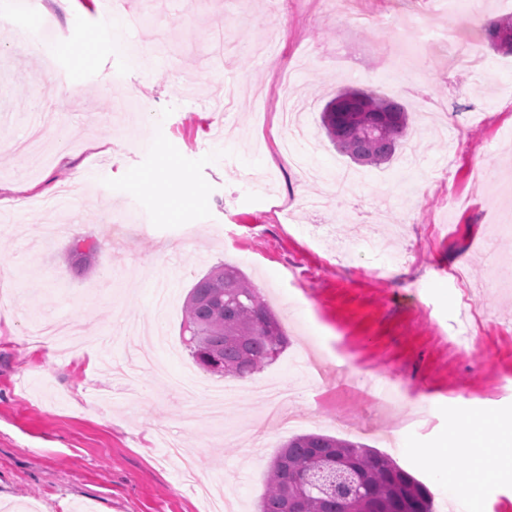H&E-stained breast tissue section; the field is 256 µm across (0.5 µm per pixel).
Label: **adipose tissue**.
I'll return each mask as SVG.
<instances>
[{
  "label": "adipose tissue",
  "mask_w": 512,
  "mask_h": 512,
  "mask_svg": "<svg viewBox=\"0 0 512 512\" xmlns=\"http://www.w3.org/2000/svg\"><path fill=\"white\" fill-rule=\"evenodd\" d=\"M450 447L461 449L472 460L470 470L447 478L448 494L477 501V486L487 463L512 469V420L493 419L478 410H468L449 427Z\"/></svg>",
  "instance_id": "adipose-tissue-1"
}]
</instances>
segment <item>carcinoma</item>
<instances>
[{
  "mask_svg": "<svg viewBox=\"0 0 512 512\" xmlns=\"http://www.w3.org/2000/svg\"><path fill=\"white\" fill-rule=\"evenodd\" d=\"M512 35V16L486 25L490 46ZM321 124L341 153L362 165L393 158L409 134L406 107L373 91L348 88L325 105ZM183 331L196 363L206 372L242 379L274 363L288 337L258 289L234 266L200 278L185 305ZM317 460L337 462L357 482L337 480L325 492L307 493L301 478ZM300 500L301 512H434L431 494L390 456L324 434L297 435L274 456L258 512H287Z\"/></svg>",
  "mask_w": 512,
  "mask_h": 512,
  "instance_id": "carcinoma-1",
  "label": "carcinoma"
}]
</instances>
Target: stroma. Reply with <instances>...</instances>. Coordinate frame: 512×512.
Returning <instances> with one entry per match:
<instances>
[{
  "instance_id": "stroma-1",
  "label": "stroma",
  "mask_w": 512,
  "mask_h": 512,
  "mask_svg": "<svg viewBox=\"0 0 512 512\" xmlns=\"http://www.w3.org/2000/svg\"><path fill=\"white\" fill-rule=\"evenodd\" d=\"M512 14V0H471ZM158 22L121 26L78 62V33L98 0L58 7L41 24L0 26V512H206L159 448L167 427L231 512H257L269 464L288 439L326 434L390 455L421 480L434 512H470L437 472H465L444 445L448 424L477 409L512 419V55L493 51L474 11L439 17L424 0H155ZM31 28L36 46H18ZM476 47L485 70L449 68ZM278 66L266 67L268 57ZM396 66L420 73L400 86ZM238 94L214 114L186 88ZM342 87L406 106L409 143L380 166L357 165L328 140L320 115ZM66 97L46 136L41 171L24 143L34 111ZM291 97L308 138L281 146ZM83 169L92 195L58 216L17 211ZM153 171L154 189L138 188ZM357 175L336 198L337 172ZM204 205L171 215L174 187ZM95 244L76 269V240ZM241 270L282 321L290 343L242 379L241 407L189 426L186 402L158 368L191 369L182 336L190 289L211 270ZM175 297L166 344L150 332L155 288ZM72 319L93 347L58 351L27 339L40 319ZM291 390L307 423L262 420L263 384ZM415 453H408V446Z\"/></svg>"
}]
</instances>
